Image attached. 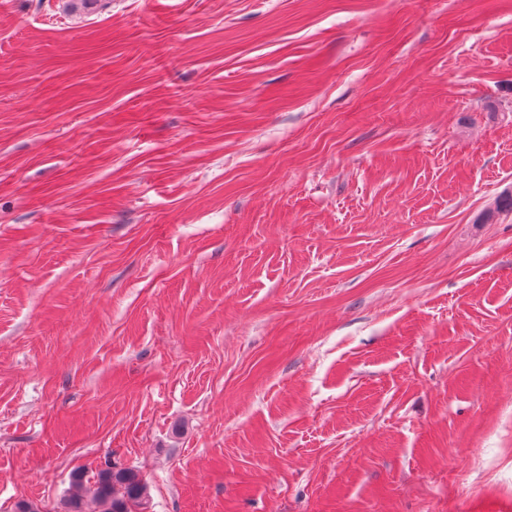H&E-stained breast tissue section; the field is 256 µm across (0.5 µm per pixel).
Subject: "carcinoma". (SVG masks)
<instances>
[{"label": "carcinoma", "mask_w": 512, "mask_h": 512, "mask_svg": "<svg viewBox=\"0 0 512 512\" xmlns=\"http://www.w3.org/2000/svg\"><path fill=\"white\" fill-rule=\"evenodd\" d=\"M512 212V191H506L493 206L483 212L482 223H490L504 211ZM101 506V512H143L149 502L147 485L132 468L108 467L97 472L94 483L85 484L84 472L77 471L72 478L70 495L64 502L65 512H86V499Z\"/></svg>", "instance_id": "obj_1"}]
</instances>
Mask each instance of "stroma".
Segmentation results:
<instances>
[{"label":"stroma","mask_w":512,"mask_h":512,"mask_svg":"<svg viewBox=\"0 0 512 512\" xmlns=\"http://www.w3.org/2000/svg\"><path fill=\"white\" fill-rule=\"evenodd\" d=\"M506 189L512 0H0V512H512ZM83 471L72 478L70 495L64 502L65 512H87V497L103 507L101 512H143L149 503L147 485L132 468L108 467L97 472L92 485L85 484ZM143 507V510H142Z\"/></svg>","instance_id":"1"}]
</instances>
